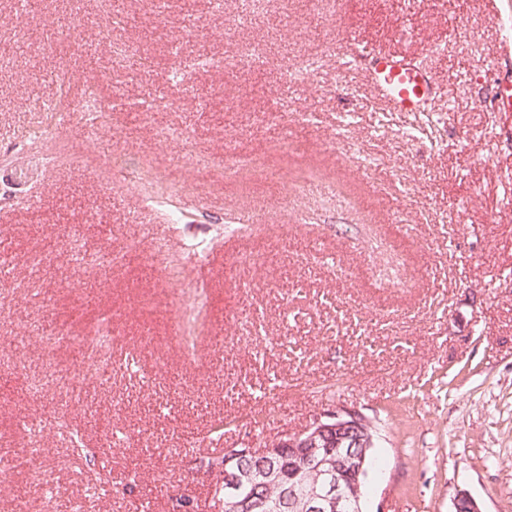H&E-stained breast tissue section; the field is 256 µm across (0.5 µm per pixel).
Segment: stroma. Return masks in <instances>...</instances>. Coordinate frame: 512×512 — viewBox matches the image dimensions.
Returning a JSON list of instances; mask_svg holds the SVG:
<instances>
[{"label":"stroma","mask_w":512,"mask_h":512,"mask_svg":"<svg viewBox=\"0 0 512 512\" xmlns=\"http://www.w3.org/2000/svg\"><path fill=\"white\" fill-rule=\"evenodd\" d=\"M34 19L0 0V144L22 137L36 100L70 79L103 102L121 98L92 140L72 113L60 146L80 165L50 167L31 202L0 210V360L49 373L36 327L64 318L82 337L112 319V379L82 374L33 399L0 378V437L61 403L92 456L75 461L55 428H39L23 466L0 473V512H167L188 490L197 510L217 482L200 463L211 424L225 448H263L336 406L376 429L366 512H454L465 491L482 512H512V112L491 106L512 0H267L251 21L237 0H38ZM113 30L151 57L136 76L111 69L99 35ZM369 53L346 62L349 43ZM260 45L262 64L196 70L201 55ZM423 67L433 92L393 112L368 83L372 54ZM311 57L308 78L290 73ZM314 116L306 125L297 112ZM170 127L184 140L159 141ZM242 150L254 163L190 188L196 163ZM152 165L179 187L186 220L224 237L186 280L165 284L151 243L174 236L166 208L109 188V153ZM111 250L116 267L69 259L73 238ZM201 293V355L180 357L172 325Z\"/></svg>","instance_id":"stroma-1"}]
</instances>
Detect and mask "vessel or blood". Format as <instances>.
<instances>
[{"label": "vessel or blood", "mask_w": 512, "mask_h": 512, "mask_svg": "<svg viewBox=\"0 0 512 512\" xmlns=\"http://www.w3.org/2000/svg\"><path fill=\"white\" fill-rule=\"evenodd\" d=\"M370 86L395 112H415L432 93L426 72L401 55L379 54L369 70Z\"/></svg>", "instance_id": "1"}]
</instances>
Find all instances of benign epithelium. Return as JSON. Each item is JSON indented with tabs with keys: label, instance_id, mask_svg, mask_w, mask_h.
I'll return each mask as SVG.
<instances>
[{
	"label": "benign epithelium",
	"instance_id": "1",
	"mask_svg": "<svg viewBox=\"0 0 512 512\" xmlns=\"http://www.w3.org/2000/svg\"><path fill=\"white\" fill-rule=\"evenodd\" d=\"M373 425L362 413L338 407L315 419L304 431L288 437L286 444L294 450L302 464L322 476L314 479L305 496L297 495L295 488L288 490L289 499L303 500L308 512H344L351 502H359L361 478L368 472L367 450L374 446ZM336 433V457H324L323 443L328 433ZM283 443L268 448H226L222 482L229 489L246 477L249 479L273 476V472L262 470L258 473L246 471L238 466L237 460L246 456H266L278 452Z\"/></svg>",
	"mask_w": 512,
	"mask_h": 512
}]
</instances>
